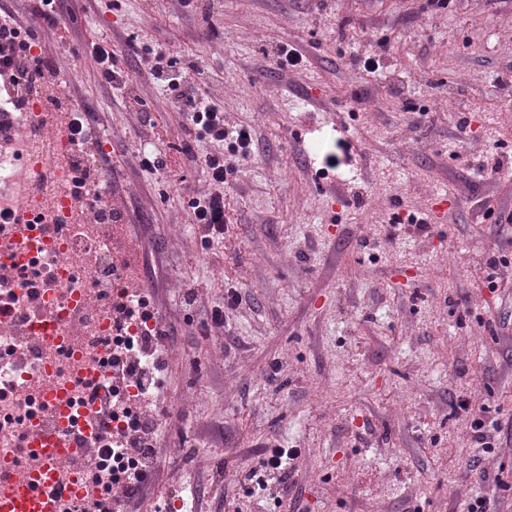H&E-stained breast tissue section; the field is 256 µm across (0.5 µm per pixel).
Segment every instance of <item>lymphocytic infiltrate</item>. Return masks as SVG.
<instances>
[{
    "label": "lymphocytic infiltrate",
    "mask_w": 512,
    "mask_h": 512,
    "mask_svg": "<svg viewBox=\"0 0 512 512\" xmlns=\"http://www.w3.org/2000/svg\"><path fill=\"white\" fill-rule=\"evenodd\" d=\"M28 33L11 12L0 8V82L14 88V111L25 109L32 95L55 77L57 70L50 56H43L38 67H31L21 45ZM86 46L97 64L105 82L117 91H125L123 71L110 42L97 29H89ZM150 74L153 80L164 84L175 100L186 103L184 112V145L177 157L149 159L155 169L180 168L191 164L200 167L209 183L208 191L196 194L189 201L192 220L208 242L223 244L225 225L234 223V204L226 188L235 179L237 159H248L253 154L254 138L248 127H229L224 122V108L210 91L204 90L207 65L202 57L177 60L166 50L151 52ZM209 141L214 149L202 154L200 141ZM109 367L121 373L127 381L139 384L137 397L140 420L130 432L109 438L89 451L83 459L86 468L97 467L114 455H130L141 460L156 457V437L161 422L152 412V400L147 391L153 378L142 368L139 359L131 354L115 353L107 358Z\"/></svg>",
    "instance_id": "1"
}]
</instances>
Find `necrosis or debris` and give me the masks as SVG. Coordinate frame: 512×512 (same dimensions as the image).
<instances>
[{
  "mask_svg": "<svg viewBox=\"0 0 512 512\" xmlns=\"http://www.w3.org/2000/svg\"><path fill=\"white\" fill-rule=\"evenodd\" d=\"M75 155L65 132L50 146L29 139L0 154V185L31 218L21 243L16 225L0 223V265L17 266L58 316L55 325H48L19 289L24 335L0 324V456L14 457L18 438L47 415L45 395L56 384L74 387L68 419L75 430L81 427L82 407L76 386L86 373L111 378L119 395L136 392L121 376L110 375L105 361L114 342L137 348L144 326L133 321L121 339L112 327V304L125 297L129 271L113 257L106 225L79 218L80 205L71 193L80 177L72 163ZM44 171L50 175L48 198L27 196L23 179ZM19 348L26 355L18 361L11 353Z\"/></svg>",
  "mask_w": 512,
  "mask_h": 512,
  "instance_id": "4bbe7bcc",
  "label": "necrosis or debris"
}]
</instances>
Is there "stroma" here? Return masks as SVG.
Masks as SVG:
<instances>
[{
  "label": "stroma",
  "instance_id": "stroma-1",
  "mask_svg": "<svg viewBox=\"0 0 512 512\" xmlns=\"http://www.w3.org/2000/svg\"><path fill=\"white\" fill-rule=\"evenodd\" d=\"M8 6L70 74V104L91 108L87 150L122 193L157 320L178 330L158 353L157 461L124 512H174L184 488L193 512H461L475 495L512 512V223L485 217L512 211V0H223L213 18L182 0H70L62 44L28 0ZM90 28L163 142L103 83ZM146 36L203 56L225 123L258 141L229 187L223 252L192 224L202 171L143 164L183 137ZM279 43L304 63L276 69L264 51ZM485 160L499 174L480 176ZM439 196L442 223L407 224ZM462 401L501 424L493 453ZM273 448L297 451L289 477L253 489L247 473Z\"/></svg>",
  "mask_w": 512,
  "mask_h": 512
}]
</instances>
